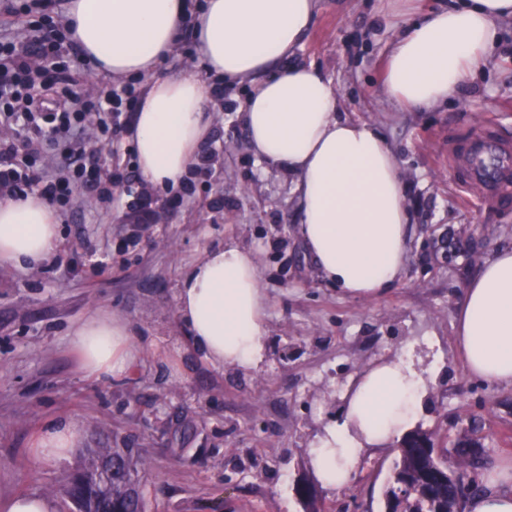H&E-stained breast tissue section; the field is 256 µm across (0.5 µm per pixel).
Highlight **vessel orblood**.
<instances>
[{"instance_id":"1","label":"vessel or blood","mask_w":512,"mask_h":512,"mask_svg":"<svg viewBox=\"0 0 512 512\" xmlns=\"http://www.w3.org/2000/svg\"><path fill=\"white\" fill-rule=\"evenodd\" d=\"M456 168L478 190L486 208H500L512 194V143L495 131L472 133L456 153Z\"/></svg>"}]
</instances>
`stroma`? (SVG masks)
Returning <instances> with one entry per match:
<instances>
[{
    "mask_svg": "<svg viewBox=\"0 0 512 512\" xmlns=\"http://www.w3.org/2000/svg\"><path fill=\"white\" fill-rule=\"evenodd\" d=\"M402 25L385 0H319L292 57L336 87L338 116L374 125L393 153L410 222L402 280L352 299L321 279L297 237L293 176L256 160L239 118L246 90L225 87L204 115L216 159L192 196L122 182L111 208L88 198L60 211L48 260L0 264L1 499L47 495L71 512L66 486L84 449L116 445L139 449L150 473L146 512H309L302 485L326 512H379L393 446L366 449L336 489L314 476L308 448L386 356L435 368L417 426L452 439L478 424L491 462L512 461V387L468 380L455 343L466 288L512 248V209H482L444 160L449 136L493 126L512 139V18L474 78L427 110L381 90ZM83 147L101 167L138 169L129 134L108 150L89 132ZM229 240L255 253L266 299V357L247 372L202 361L177 313L186 270ZM100 310L125 318L144 350L109 382L87 377L69 344ZM64 418L81 422V447L38 462L33 436Z\"/></svg>",
    "mask_w": 512,
    "mask_h": 512,
    "instance_id": "obj_1",
    "label": "stroma"
}]
</instances>
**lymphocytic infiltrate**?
Segmentation results:
<instances>
[{
    "mask_svg": "<svg viewBox=\"0 0 512 512\" xmlns=\"http://www.w3.org/2000/svg\"><path fill=\"white\" fill-rule=\"evenodd\" d=\"M65 55L71 58V64L82 61L81 51L66 29L48 28L37 39L24 31L0 34V67L11 71L8 79H0V127L24 136L20 143L14 137L0 138L1 200H21L36 193L65 205L74 189L80 188L101 203L112 202L111 174L87 177L89 164L81 156L69 164L66 178H57L55 161L48 150L62 137L81 143L85 123L91 118L96 121L98 133H108L119 125L123 106L131 101L134 91L128 86H115L91 101L73 97L58 112L38 111L41 72L33 63L38 60L50 65L51 78L68 83L73 79L71 65L58 63Z\"/></svg>",
    "mask_w": 512,
    "mask_h": 512,
    "instance_id": "f902f5d3",
    "label": "lymphocytic infiltrate"
}]
</instances>
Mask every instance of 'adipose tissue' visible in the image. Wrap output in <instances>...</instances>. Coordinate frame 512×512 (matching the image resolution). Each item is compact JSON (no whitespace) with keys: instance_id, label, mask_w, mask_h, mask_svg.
Listing matches in <instances>:
<instances>
[{"instance_id":"1","label":"adipose tissue","mask_w":512,"mask_h":512,"mask_svg":"<svg viewBox=\"0 0 512 512\" xmlns=\"http://www.w3.org/2000/svg\"><path fill=\"white\" fill-rule=\"evenodd\" d=\"M317 0H69L74 39L99 71L147 80L134 117L138 169L157 188L178 184L207 137L210 85L194 72L160 73L184 18H191L209 72L250 83L241 108L253 154L288 169L302 211L298 233L321 275L345 295L363 299L400 281L410 234L403 184L377 129L336 116L337 90L314 66H284L307 33ZM512 18V0H464L408 25L394 42L385 91L402 106L427 108L448 100L474 74L497 24ZM57 244V220L32 196L0 202V262L40 263ZM178 314L192 345L212 366L250 371L267 349L258 266L250 251L229 244L189 268L179 285ZM83 371L98 380L124 374L142 354L129 325L107 311L70 333ZM467 375L512 386V249L499 251L471 281L456 324ZM428 372L397 357L368 370L339 419L308 450L326 486L347 485L364 448L393 440L414 416ZM81 424L57 419L32 439L42 462L77 448ZM467 512H512V464L493 467L487 490Z\"/></svg>"}]
</instances>
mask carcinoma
Returning <instances> with one entry per match:
<instances>
[{"label": "carcinoma", "instance_id": "cac0c4a2", "mask_svg": "<svg viewBox=\"0 0 512 512\" xmlns=\"http://www.w3.org/2000/svg\"><path fill=\"white\" fill-rule=\"evenodd\" d=\"M478 428L471 434L457 437L449 442L453 448L455 469L443 472L437 457L431 452L419 451L417 444H434L433 432L420 427L408 432L401 439L400 448L389 469L382 493L381 512H463V501L459 500V481L462 473L480 469L485 464L484 456L465 453L467 448H480L476 437ZM112 464V493L101 500H88L79 512H98L102 507L112 506V512H141L145 508L143 495H132L131 482L142 488L147 472L139 467L134 448H88L79 469L72 476L68 495H73L75 485L81 477L105 464ZM407 484L412 492L401 498L397 494L400 485Z\"/></svg>", "mask_w": 512, "mask_h": 512}]
</instances>
